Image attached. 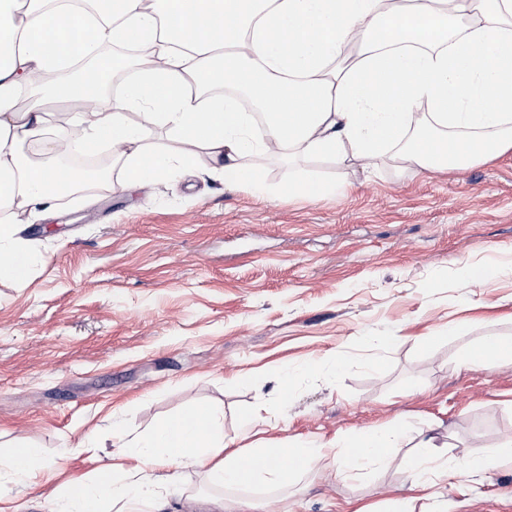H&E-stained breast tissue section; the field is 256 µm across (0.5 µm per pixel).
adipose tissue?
<instances>
[{"label":"adipose tissue","mask_w":512,"mask_h":512,"mask_svg":"<svg viewBox=\"0 0 512 512\" xmlns=\"http://www.w3.org/2000/svg\"><path fill=\"white\" fill-rule=\"evenodd\" d=\"M0 0V278L25 286L37 265L14 244V208L50 204L79 187L80 170L34 161L25 145L54 152L71 138L112 145L133 185L195 169L207 154L228 186L267 191L257 159L277 155L390 160L422 171L461 170L512 149V0ZM105 44L150 49L119 95L103 80L127 68ZM46 92L23 94L30 74ZM236 84L263 111L262 133L221 87ZM69 103L70 124L52 128L47 101ZM163 129L175 151L150 148ZM407 447L403 465L428 488L494 468L496 449L450 463L409 426L362 433L348 446L298 442L244 455L224 443V415L197 406L142 432L121 433L118 461L95 481L56 488L61 512H141L156 482L132 480L122 461L199 469L221 489L219 512H259L248 490L285 489L332 455L346 476ZM356 448L358 456L347 453Z\"/></svg>","instance_id":"ef3b65f1"}]
</instances>
